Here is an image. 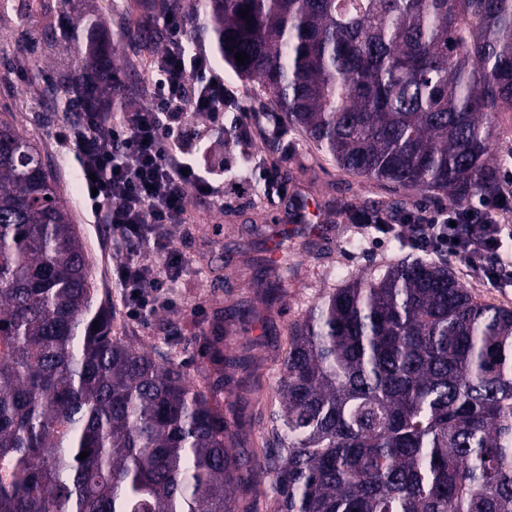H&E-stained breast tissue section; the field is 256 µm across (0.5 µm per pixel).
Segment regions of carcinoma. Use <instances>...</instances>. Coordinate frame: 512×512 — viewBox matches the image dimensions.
Listing matches in <instances>:
<instances>
[{"mask_svg": "<svg viewBox=\"0 0 512 512\" xmlns=\"http://www.w3.org/2000/svg\"><path fill=\"white\" fill-rule=\"evenodd\" d=\"M208 7L224 64L278 115L270 145L285 125L346 174L456 207L498 192L512 0ZM78 23L86 64L61 77L67 111L89 75L108 100L121 87L100 24ZM293 250L281 244L271 297ZM94 295L37 147L0 120V512H239L235 491L266 481L276 512H512V309L443 259L349 277L288 328L260 460L237 448L224 379L191 380L112 334Z\"/></svg>", "mask_w": 512, "mask_h": 512, "instance_id": "1", "label": "carcinoma"}]
</instances>
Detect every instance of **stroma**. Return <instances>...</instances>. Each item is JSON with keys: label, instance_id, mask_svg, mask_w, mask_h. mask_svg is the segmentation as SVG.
I'll return each mask as SVG.
<instances>
[{"label": "stroma", "instance_id": "stroma-1", "mask_svg": "<svg viewBox=\"0 0 512 512\" xmlns=\"http://www.w3.org/2000/svg\"><path fill=\"white\" fill-rule=\"evenodd\" d=\"M127 0H70L72 16L98 19L110 45V58L119 77L131 86L124 109L137 112L149 105L142 89L155 56L150 42L127 36L130 28H144L146 14H132ZM58 0H13L0 10V117L9 119L40 148L50 176L61 196H68L69 178L78 176L72 152L54 137L68 123L65 95L58 86L62 74L76 61L72 44L51 49L50 40L60 39ZM42 59V70L31 69L33 59ZM240 111L224 115L223 131H210L205 119L194 128L207 161L236 166V151L224 148V130H235ZM251 130L250 168L243 174L225 177L220 185L222 202L191 198L186 222L173 229V245L187 264L179 280L177 303L144 321L125 315L114 269L126 259L125 251L112 244L108 225L90 223L82 206L72 209L73 222L91 264L97 298L114 314L112 328L139 349L158 348L179 364L188 378L213 368L214 338L223 336L224 354L250 360L249 374L225 371L224 396L236 400L240 410L238 442L250 453H260L271 439L270 403L279 383L288 349L287 329L322 295L340 287L333 269L346 276L363 277L379 266L396 262L406 251L393 242L374 241L354 224L343 223L337 201L362 207L372 201L393 198L391 187L363 178L343 175L331 162L319 158L313 144L286 132L277 153H270L263 125ZM274 171L282 194L268 198L260 171ZM319 203L325 228L311 237L309 249L296 250L297 273L288 283L285 297L270 301L266 294L264 268L242 263L244 252L269 257L267 235L248 231L255 208H262L267 225L293 202ZM253 310L249 322H241L245 310Z\"/></svg>", "mask_w": 512, "mask_h": 512}]
</instances>
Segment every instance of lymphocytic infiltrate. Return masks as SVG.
<instances>
[{"instance_id": "lymphocytic-infiltrate-1", "label": "lymphocytic infiltrate", "mask_w": 512, "mask_h": 512, "mask_svg": "<svg viewBox=\"0 0 512 512\" xmlns=\"http://www.w3.org/2000/svg\"><path fill=\"white\" fill-rule=\"evenodd\" d=\"M165 27L167 43L145 87L149 108L118 116L99 111L88 87L77 102L80 122L56 133L86 176L84 204L94 223L111 226L117 247L128 253L115 270V284L134 320L173 306L184 262L170 229L184 223L189 195L218 194L208 171L182 151L184 119L195 114L216 122L236 102L208 54L190 50L180 19ZM511 205L512 189L471 208L421 211L404 221L433 252L460 255L475 277L512 287V260L485 262L499 252L503 237L512 238V226L499 221Z\"/></svg>"}]
</instances>
